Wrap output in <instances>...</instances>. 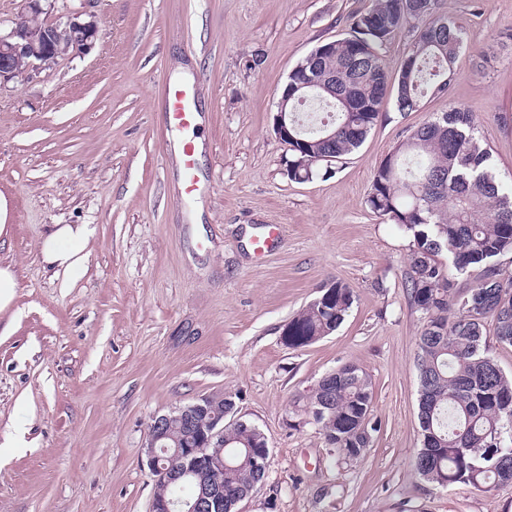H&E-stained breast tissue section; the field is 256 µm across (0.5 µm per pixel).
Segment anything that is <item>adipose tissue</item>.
Segmentation results:
<instances>
[{"instance_id":"ef3b65f1","label":"adipose tissue","mask_w":512,"mask_h":512,"mask_svg":"<svg viewBox=\"0 0 512 512\" xmlns=\"http://www.w3.org/2000/svg\"><path fill=\"white\" fill-rule=\"evenodd\" d=\"M89 232L83 224H58L42 240L40 255L49 267L62 271L68 278L80 277L85 271V251Z\"/></svg>"}]
</instances>
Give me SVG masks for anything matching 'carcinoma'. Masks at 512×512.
<instances>
[{"mask_svg":"<svg viewBox=\"0 0 512 512\" xmlns=\"http://www.w3.org/2000/svg\"><path fill=\"white\" fill-rule=\"evenodd\" d=\"M437 0H376L351 18L348 36L320 44L288 76V178L307 182L322 167L310 156L337 161L358 149L381 115L388 75L381 50L403 28L418 37L400 68L394 103L414 112L427 95L448 90L453 64L466 47L465 29L438 14ZM321 105L328 120L307 123L299 112ZM369 208L412 239L408 283L424 315L416 365L421 429L431 434L415 456L420 477L447 486L479 488L512 482V375L489 353L485 320L496 339L512 345V275L497 260L512 254V185L498 181L490 151L481 144L472 113L461 106L413 130L374 171ZM446 255L448 262L439 260ZM480 269L475 285L456 279ZM353 289L333 281L288 321V346L300 348L331 335L345 321ZM312 416L330 451L359 455L375 427L362 428L372 411V383L357 364L328 373L312 391ZM267 439L250 422L224 425V447L211 453L229 460ZM266 471L243 463L224 480V512L263 481Z\"/></svg>","mask_w":512,"mask_h":512,"instance_id":"obj_1","label":"carcinoma"}]
</instances>
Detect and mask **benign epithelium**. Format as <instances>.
I'll list each match as a JSON object with an SVG mask.
<instances>
[{"mask_svg":"<svg viewBox=\"0 0 512 512\" xmlns=\"http://www.w3.org/2000/svg\"><path fill=\"white\" fill-rule=\"evenodd\" d=\"M43 0H25V12L15 20L10 31L0 33V83L29 71L52 68L59 59L85 53L93 47L100 22L89 15L71 17L45 25ZM213 402L202 397L187 406L153 417L146 436L147 466L155 482L178 486L202 480L210 473L226 472L232 466L224 457L209 453L224 447V420L211 414ZM178 419L190 428V435L176 447L167 446L168 425ZM149 512H224V493L219 483H212L195 501L182 498L153 497Z\"/></svg>","mask_w":512,"mask_h":512,"instance_id":"obj_1","label":"benign epithelium"}]
</instances>
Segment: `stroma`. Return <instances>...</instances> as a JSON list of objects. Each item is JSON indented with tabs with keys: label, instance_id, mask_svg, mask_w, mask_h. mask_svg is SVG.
<instances>
[{
	"label": "stroma",
	"instance_id": "stroma-1",
	"mask_svg": "<svg viewBox=\"0 0 512 512\" xmlns=\"http://www.w3.org/2000/svg\"><path fill=\"white\" fill-rule=\"evenodd\" d=\"M372 0H46L47 22L102 20L86 54L0 84V245L17 287L0 312V512H149L154 416L233 396L266 435V477L242 512H512V484L441 487L413 469L423 315L411 238L367 205L373 174L411 129L473 112L512 182V0H439L468 45L447 93L387 102L363 145L295 183L273 130L280 90ZM195 98L197 189L184 194L166 84ZM56 224L89 230L76 281L43 264ZM275 233L271 250L258 239ZM354 291L332 335L282 330L324 286ZM373 389L372 442L330 454L304 395L342 363Z\"/></svg>",
	"mask_w": 512,
	"mask_h": 512
}]
</instances>
